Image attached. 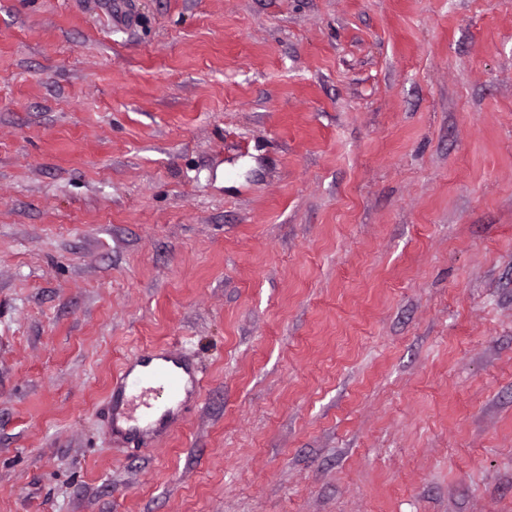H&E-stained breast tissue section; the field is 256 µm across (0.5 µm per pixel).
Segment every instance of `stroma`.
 <instances>
[{
    "label": "stroma",
    "instance_id": "obj_1",
    "mask_svg": "<svg viewBox=\"0 0 512 512\" xmlns=\"http://www.w3.org/2000/svg\"><path fill=\"white\" fill-rule=\"evenodd\" d=\"M0 512H512V0H0ZM152 359H160L164 363L150 367ZM168 362L182 372L168 366ZM129 365L114 376L113 391L118 394V400L109 412L112 431L120 437L130 435L133 444L148 447L152 445L158 429L173 416L169 409L156 419L158 403L154 401L157 395H165L167 403L176 405L179 410L188 402L198 399L202 378L178 357L168 355L155 357L149 352H138L133 355ZM136 365L145 368L137 375L133 374Z\"/></svg>",
    "mask_w": 512,
    "mask_h": 512
}]
</instances>
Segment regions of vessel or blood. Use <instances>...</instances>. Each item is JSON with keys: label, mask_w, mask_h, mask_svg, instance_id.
Here are the masks:
<instances>
[{"label": "vessel or blood", "mask_w": 512, "mask_h": 512, "mask_svg": "<svg viewBox=\"0 0 512 512\" xmlns=\"http://www.w3.org/2000/svg\"><path fill=\"white\" fill-rule=\"evenodd\" d=\"M152 359L145 351L134 354L129 366L121 368L113 380L118 398L109 412L112 431L120 437L131 436L141 447L151 446L158 429L170 420L169 415L159 414L157 396L182 407L198 399L202 389L201 377L180 359L168 365L153 364Z\"/></svg>", "instance_id": "obj_1"}]
</instances>
